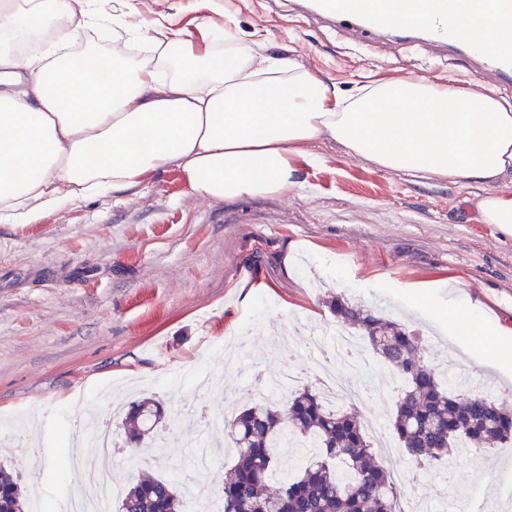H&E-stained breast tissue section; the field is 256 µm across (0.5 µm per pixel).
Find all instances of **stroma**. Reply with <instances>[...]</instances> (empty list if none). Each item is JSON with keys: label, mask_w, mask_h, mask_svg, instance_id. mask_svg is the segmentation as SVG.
Returning a JSON list of instances; mask_svg holds the SVG:
<instances>
[{"label": "stroma", "mask_w": 512, "mask_h": 512, "mask_svg": "<svg viewBox=\"0 0 512 512\" xmlns=\"http://www.w3.org/2000/svg\"><path fill=\"white\" fill-rule=\"evenodd\" d=\"M109 36L129 8L139 19L187 30L204 42L205 23L246 37L341 91L404 72L485 89L512 100V85L475 72L460 52L438 53L397 40L381 51L337 33L293 0H105ZM318 163H308V155ZM294 162L303 186L283 195L202 202L174 167L130 191L67 204L35 224L0 223V464L54 512L78 482L66 432L79 417L111 422L141 396L168 413L193 406L195 433L166 432L153 453L117 442L112 476L127 486L142 469L212 493L232 452L209 418L245 404L289 370L294 387L320 384L318 340H332L328 303L338 296L427 334L426 361L465 371L512 409V376L477 363L432 322L447 292L409 304L405 287L454 278L458 296L484 308L483 322L512 325V238L483 223L477 202L489 188L390 171L319 142ZM255 283L252 293L241 282ZM356 385L350 406L362 422L380 419L373 447L400 467L403 495L471 507L498 498L512 475V442L458 450L448 465L412 463L386 420L399 389L378 358L331 364Z\"/></svg>", "instance_id": "stroma-1"}]
</instances>
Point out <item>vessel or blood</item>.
<instances>
[{
  "label": "vessel or blood",
  "instance_id": "b4317fda",
  "mask_svg": "<svg viewBox=\"0 0 512 512\" xmlns=\"http://www.w3.org/2000/svg\"><path fill=\"white\" fill-rule=\"evenodd\" d=\"M470 2L426 0L419 11L412 0H312V9L320 19L336 22L342 31L365 34L377 46L397 33L414 34L424 46L461 50L478 70L512 81V0H487L503 33L492 50L454 23L456 16L468 12Z\"/></svg>",
  "mask_w": 512,
  "mask_h": 512
}]
</instances>
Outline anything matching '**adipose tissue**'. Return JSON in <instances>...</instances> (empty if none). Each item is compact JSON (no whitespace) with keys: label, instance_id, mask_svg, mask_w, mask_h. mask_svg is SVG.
Returning <instances> with one entry per match:
<instances>
[{"label":"adipose tissue","instance_id":"obj_1","mask_svg":"<svg viewBox=\"0 0 512 512\" xmlns=\"http://www.w3.org/2000/svg\"><path fill=\"white\" fill-rule=\"evenodd\" d=\"M98 0H0V223L130 189L178 167L212 200L301 188L293 163L328 141L390 171L491 186L512 174V102L427 79L343 95L271 54L261 33L211 27L197 47L161 23L126 27L149 54L88 39Z\"/></svg>","mask_w":512,"mask_h":512}]
</instances>
